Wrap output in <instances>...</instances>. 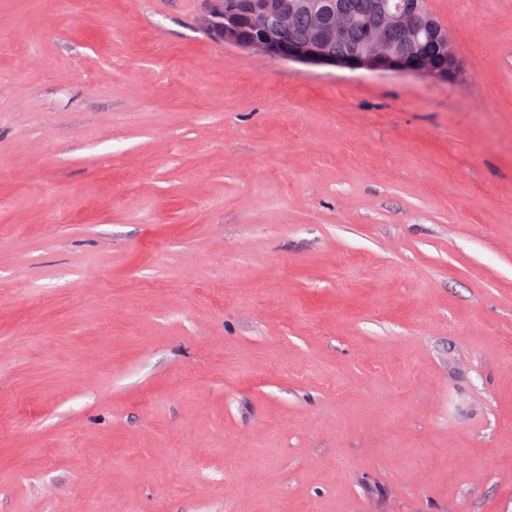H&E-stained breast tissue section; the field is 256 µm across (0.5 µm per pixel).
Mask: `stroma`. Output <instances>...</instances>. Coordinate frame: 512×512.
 Segmentation results:
<instances>
[{
  "mask_svg": "<svg viewBox=\"0 0 512 512\" xmlns=\"http://www.w3.org/2000/svg\"><path fill=\"white\" fill-rule=\"evenodd\" d=\"M451 82L0 0V512H512V0Z\"/></svg>",
  "mask_w": 512,
  "mask_h": 512,
  "instance_id": "obj_1",
  "label": "stroma"
}]
</instances>
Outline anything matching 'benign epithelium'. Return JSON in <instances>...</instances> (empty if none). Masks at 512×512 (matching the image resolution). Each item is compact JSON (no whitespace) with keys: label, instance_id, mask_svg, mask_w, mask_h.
Listing matches in <instances>:
<instances>
[{"label":"benign epithelium","instance_id":"benign-epithelium-1","mask_svg":"<svg viewBox=\"0 0 512 512\" xmlns=\"http://www.w3.org/2000/svg\"><path fill=\"white\" fill-rule=\"evenodd\" d=\"M297 8L307 13L311 31L303 42L286 47L279 31L288 26ZM372 9L383 16L385 25L373 27L369 19L361 20L367 31L366 40L347 54L330 50V45L344 38L354 24L337 0H234L228 8L212 5L210 14L221 19L216 30L224 43L274 59L349 70L411 74L436 82L457 77L458 62L451 34L430 22L418 0H373ZM256 19L265 21L266 32L243 36L242 27ZM398 28L415 38L423 31L433 34L448 54V64L440 66L423 54L405 57L391 39V31Z\"/></svg>","mask_w":512,"mask_h":512}]
</instances>
